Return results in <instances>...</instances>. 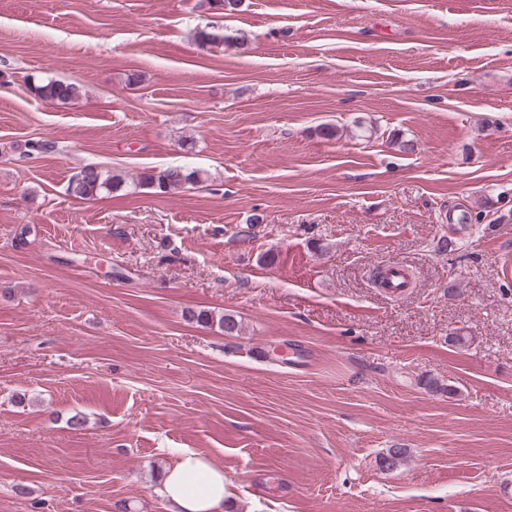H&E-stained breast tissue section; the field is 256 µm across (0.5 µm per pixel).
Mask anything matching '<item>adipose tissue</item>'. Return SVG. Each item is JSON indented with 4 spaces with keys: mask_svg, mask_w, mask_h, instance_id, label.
I'll use <instances>...</instances> for the list:
<instances>
[{
    "mask_svg": "<svg viewBox=\"0 0 512 512\" xmlns=\"http://www.w3.org/2000/svg\"><path fill=\"white\" fill-rule=\"evenodd\" d=\"M157 492L170 512H224L228 495L223 468L194 450L174 459Z\"/></svg>",
    "mask_w": 512,
    "mask_h": 512,
    "instance_id": "adipose-tissue-1",
    "label": "adipose tissue"
}]
</instances>
